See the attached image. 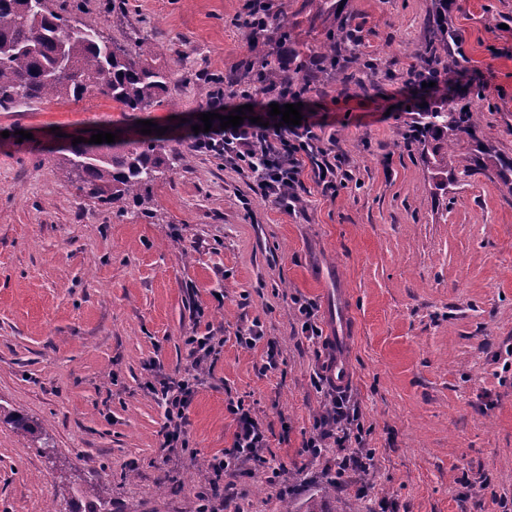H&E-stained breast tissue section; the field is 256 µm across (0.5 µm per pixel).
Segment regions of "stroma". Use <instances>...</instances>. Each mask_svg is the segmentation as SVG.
Masks as SVG:
<instances>
[{
	"label": "stroma",
	"instance_id": "stroma-1",
	"mask_svg": "<svg viewBox=\"0 0 512 512\" xmlns=\"http://www.w3.org/2000/svg\"><path fill=\"white\" fill-rule=\"evenodd\" d=\"M244 2H50L117 44L147 39L176 87L148 113L94 94L0 111V406L46 427L51 445L40 453L0 418V512H81L89 483L109 488L112 512H195L203 487L223 512H281L287 494L296 512L314 499L324 512H373L382 499L399 512H499L512 503V188L479 157L490 147L512 162V0H456L446 89L407 72L433 38L437 0H334L330 16L319 0H270L312 47L347 21L372 61L340 85L311 58L303 111L350 177L331 197L305 174L293 213L222 160L188 152L217 82H251L248 60L288 55L243 26ZM445 100L471 110L474 131L455 147L467 165L439 190L403 135ZM146 119L165 129L164 172L145 196L150 217H118L77 190L57 152L101 131L140 139ZM305 299L318 307L313 343ZM255 321L264 340L244 348L236 332ZM206 333L224 349L201 368L188 447L174 455L150 384L183 370L185 338ZM338 354L374 450L364 498L353 483L324 495L325 459L302 453L335 394L311 376ZM238 398L268 430L278 481L207 467L232 441L226 404ZM298 312L301 320V331L305 338L312 340L322 336V330L317 325V305L312 301H298Z\"/></svg>",
	"mask_w": 512,
	"mask_h": 512
}]
</instances>
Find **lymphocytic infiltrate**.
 Returning <instances> with one entry per match:
<instances>
[{"label":"lymphocytic infiltrate","instance_id":"obj_1","mask_svg":"<svg viewBox=\"0 0 512 512\" xmlns=\"http://www.w3.org/2000/svg\"><path fill=\"white\" fill-rule=\"evenodd\" d=\"M190 146L193 151L223 158L251 179L263 197L287 212L295 211L301 202L304 171L312 172L327 195L335 194L348 178L340 156L325 147L315 123L308 120L298 125H283L278 117L265 112L257 123L247 120L226 129L212 125L210 131L194 136ZM186 344L190 363L184 372L176 377L160 378L152 387L164 408L163 446L170 451L186 445V411L200 383L199 370L206 360L221 353L224 341L209 334L194 335L187 337ZM226 410L236 422L232 443L210 460L209 469L220 476L252 464L263 469L268 481H275L281 476L282 468L266 456L269 437L263 422L241 399L229 401ZM366 434L359 410L339 396L318 418L305 451L316 459L327 449H335L334 480L342 486L353 475L368 469L373 452L365 446Z\"/></svg>","mask_w":512,"mask_h":512}]
</instances>
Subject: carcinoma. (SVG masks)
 I'll return each mask as SVG.
<instances>
[{
  "mask_svg": "<svg viewBox=\"0 0 512 512\" xmlns=\"http://www.w3.org/2000/svg\"><path fill=\"white\" fill-rule=\"evenodd\" d=\"M264 36L292 41L285 20L266 14L261 20ZM433 45L413 53L415 64L430 66L433 54L448 53V14L439 12ZM146 41L124 46L107 40L95 23L64 11H55L48 0H0V111L8 112L28 101H79L99 94L123 112H147L162 106L174 83L173 73L153 65ZM332 78L346 82L345 64L370 63L358 52L352 31L336 25L330 43L318 48ZM306 53L292 60L288 71L269 56L247 63V70L260 73L266 87L294 85L307 64ZM473 132L472 112L446 103L418 113L413 138L424 147L427 169L435 186L448 183V173L459 159L452 145ZM165 146L154 139L89 144L67 148L61 163L75 175L78 189L112 207L122 216L130 204L141 206V192L154 182L164 164ZM86 512H112L102 486L83 492Z\"/></svg>",
  "mask_w": 512,
  "mask_h": 512,
  "instance_id": "obj_1",
  "label": "carcinoma"
}]
</instances>
